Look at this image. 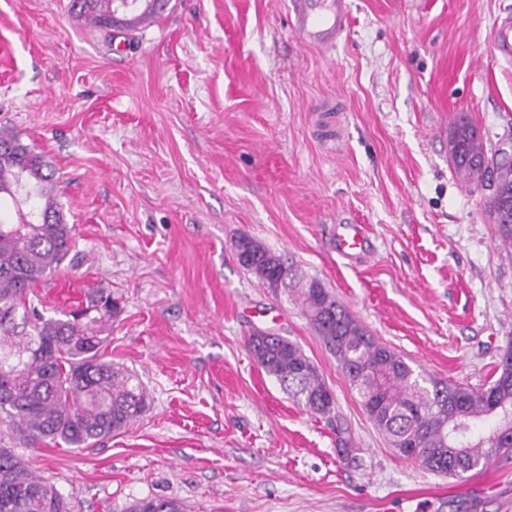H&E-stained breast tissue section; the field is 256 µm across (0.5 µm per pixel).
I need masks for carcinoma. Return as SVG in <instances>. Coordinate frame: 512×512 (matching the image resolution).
I'll return each instance as SVG.
<instances>
[{
    "label": "carcinoma",
    "instance_id": "carcinoma-1",
    "mask_svg": "<svg viewBox=\"0 0 512 512\" xmlns=\"http://www.w3.org/2000/svg\"><path fill=\"white\" fill-rule=\"evenodd\" d=\"M70 11L94 28L110 30L112 0H71ZM455 170L488 182L497 210L501 244L512 249V168L501 181L495 159L468 115L451 123ZM0 191L18 181L35 190L38 216L0 218V418L33 447L44 441L82 448L128 427L147 408L140 377L102 358L104 333L112 329L117 301L103 289L86 305L62 317H46L31 301L40 283L70 251L75 225L68 223L55 194V171L41 155L0 129ZM234 249L241 266L259 283L294 298L324 347L336 357L369 419L398 455L432 473L461 477L512 449V340L495 379L477 389L417 373L393 350L379 344L340 305L322 281L300 275L281 256L248 235ZM247 348L255 363L309 412L329 415L335 398L316 365L285 336L251 331ZM0 512H67L52 484L36 476L14 449L0 446ZM128 512H183L170 497L140 499Z\"/></svg>",
    "mask_w": 512,
    "mask_h": 512
}]
</instances>
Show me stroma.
Returning <instances> with one entry per match:
<instances>
[{
  "label": "stroma",
  "instance_id": "obj_1",
  "mask_svg": "<svg viewBox=\"0 0 512 512\" xmlns=\"http://www.w3.org/2000/svg\"><path fill=\"white\" fill-rule=\"evenodd\" d=\"M289 2L171 0L126 35L69 0H0V127L55 169L76 228L33 301L56 317L111 291L104 358L149 393L111 437L23 455L69 512L155 496L186 512H512V451L460 479L399 456L300 306L234 249L249 235L319 278L424 376L491 381L512 339V252L487 185L457 179L448 129L466 112L488 154L512 145V58L491 50L512 0H350L329 49L298 42ZM340 223L367 227L365 255L336 252ZM257 327L303 348L332 414L257 366Z\"/></svg>",
  "mask_w": 512,
  "mask_h": 512
}]
</instances>
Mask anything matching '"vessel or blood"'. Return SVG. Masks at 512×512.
<instances>
[{
  "instance_id": "1",
  "label": "vessel or blood",
  "mask_w": 512,
  "mask_h": 512,
  "mask_svg": "<svg viewBox=\"0 0 512 512\" xmlns=\"http://www.w3.org/2000/svg\"><path fill=\"white\" fill-rule=\"evenodd\" d=\"M291 8L293 31L302 43H311L313 37L317 36L323 45L332 47L346 29L349 0H326L322 5L317 0H291ZM493 42L499 54L506 57L512 55V17L496 22ZM366 244L364 228L359 224L343 225L341 232L336 235L335 247L342 255L365 250Z\"/></svg>"
}]
</instances>
